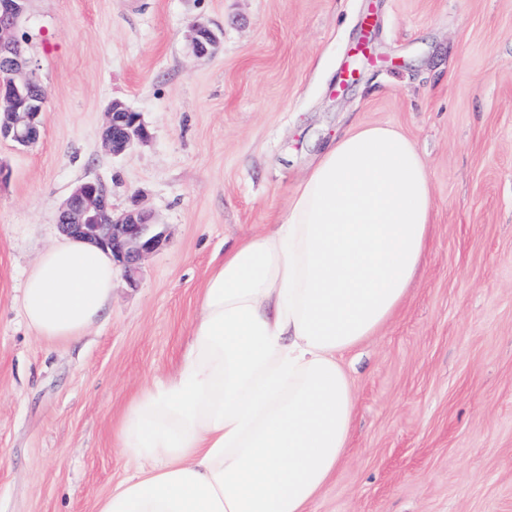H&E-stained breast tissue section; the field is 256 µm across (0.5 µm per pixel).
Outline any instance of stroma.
<instances>
[{
    "instance_id": "stroma-1",
    "label": "stroma",
    "mask_w": 512,
    "mask_h": 512,
    "mask_svg": "<svg viewBox=\"0 0 512 512\" xmlns=\"http://www.w3.org/2000/svg\"><path fill=\"white\" fill-rule=\"evenodd\" d=\"M197 21L219 37L201 59ZM20 30L48 99L35 146L0 141V512H94L133 472L116 429L178 366L207 272L277 222L330 137L375 124L424 158L434 231L393 320L344 358L349 448L309 512H512V0H29ZM114 100L150 132L118 157ZM89 178L166 240L84 336L42 338L24 282Z\"/></svg>"
}]
</instances>
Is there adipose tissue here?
<instances>
[{
	"mask_svg": "<svg viewBox=\"0 0 512 512\" xmlns=\"http://www.w3.org/2000/svg\"><path fill=\"white\" fill-rule=\"evenodd\" d=\"M434 216L408 136L376 124L332 138L280 223L210 274L179 365L142 385L116 434L138 467L95 512H308L349 442L355 395L343 356L406 300ZM115 273L89 243L47 249L25 283L26 322L79 338Z\"/></svg>",
	"mask_w": 512,
	"mask_h": 512,
	"instance_id": "adipose-tissue-1",
	"label": "adipose tissue"
}]
</instances>
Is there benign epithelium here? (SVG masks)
Here are the masks:
<instances>
[{
    "instance_id": "obj_1",
    "label": "benign epithelium",
    "mask_w": 512,
    "mask_h": 512,
    "mask_svg": "<svg viewBox=\"0 0 512 512\" xmlns=\"http://www.w3.org/2000/svg\"><path fill=\"white\" fill-rule=\"evenodd\" d=\"M28 0H0V140L30 147L46 123V99L33 60L27 57L17 34ZM194 54L203 58L217 45V34L205 23L191 26ZM100 137L104 149L119 156L147 142L150 133L140 113L114 100L105 112ZM61 232L76 240L112 251L129 281H134L139 260L161 248L164 233L149 211L135 207L113 215L112 186L101 178L77 183L56 214Z\"/></svg>"
}]
</instances>
